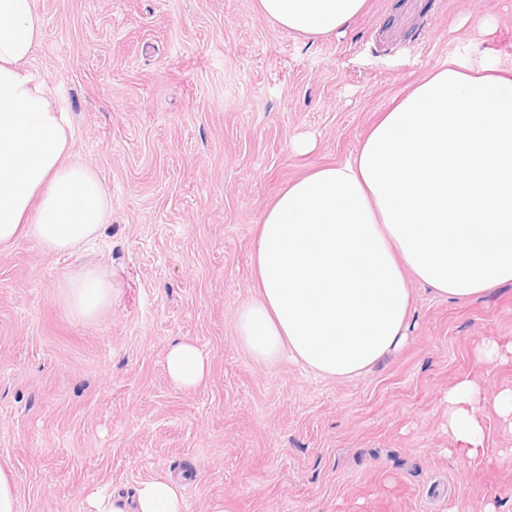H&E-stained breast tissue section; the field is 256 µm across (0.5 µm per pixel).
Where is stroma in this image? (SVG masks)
Segmentation results:
<instances>
[{"label": "stroma", "mask_w": 512, "mask_h": 512, "mask_svg": "<svg viewBox=\"0 0 512 512\" xmlns=\"http://www.w3.org/2000/svg\"><path fill=\"white\" fill-rule=\"evenodd\" d=\"M26 61L71 124L111 214L94 251L20 238L0 250V467L19 512H88L99 487L178 482L186 512H512V428L483 413L488 459L448 435V389H512V283L448 300L411 281L404 347L368 373L318 375L254 359L238 338L256 294L257 226L276 195L355 154L394 98L448 60L512 69V0H368L345 32L309 41L257 0H34ZM498 18L492 41L479 21ZM315 140L312 152L296 139ZM117 300L74 316L58 284L87 264ZM189 339L195 388L165 368ZM507 354L512 355V340L503 343L489 339L484 341L477 350V358L482 363L504 360ZM166 369L174 383L193 387L205 379L208 361L196 344L181 341L167 352Z\"/></svg>", "instance_id": "35a3bbf8"}]
</instances>
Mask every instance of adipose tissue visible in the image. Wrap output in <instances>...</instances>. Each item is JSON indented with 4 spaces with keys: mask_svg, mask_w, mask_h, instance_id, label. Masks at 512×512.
Segmentation results:
<instances>
[{
    "mask_svg": "<svg viewBox=\"0 0 512 512\" xmlns=\"http://www.w3.org/2000/svg\"><path fill=\"white\" fill-rule=\"evenodd\" d=\"M367 0H258L306 39L341 33ZM42 35L34 0H0V248L27 236L61 255L88 251L110 215L96 172L70 160L72 131L44 80L25 69ZM258 296L238 317L250 354L289 353L325 376L369 371L407 340L409 278L468 300L512 281V69L455 60L429 71L369 129L350 159L293 181L263 214L253 253ZM60 295L92 321L118 295L87 265ZM172 381L196 386L208 361L189 341L166 355ZM448 431L468 462L487 456L477 382L448 390ZM89 512H185L177 483L106 490Z\"/></svg>",
    "mask_w": 512,
    "mask_h": 512,
    "instance_id": "ef3b65f1",
    "label": "adipose tissue"
}]
</instances>
